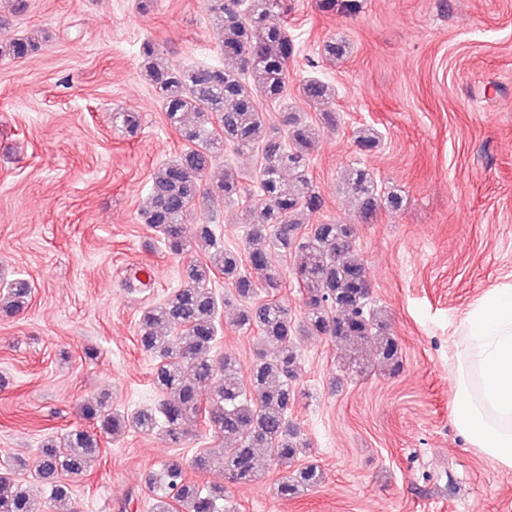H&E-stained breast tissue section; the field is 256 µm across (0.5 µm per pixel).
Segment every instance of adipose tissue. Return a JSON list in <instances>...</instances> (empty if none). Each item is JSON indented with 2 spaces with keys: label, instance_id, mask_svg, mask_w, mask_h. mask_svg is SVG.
<instances>
[{
  "label": "adipose tissue",
  "instance_id": "adipose-tissue-1",
  "mask_svg": "<svg viewBox=\"0 0 512 512\" xmlns=\"http://www.w3.org/2000/svg\"><path fill=\"white\" fill-rule=\"evenodd\" d=\"M454 423L466 443L512 468V281L485 290L458 326Z\"/></svg>",
  "mask_w": 512,
  "mask_h": 512
}]
</instances>
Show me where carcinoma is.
Listing matches in <instances>:
<instances>
[{"instance_id": "cac0c4a2", "label": "carcinoma", "mask_w": 512, "mask_h": 512, "mask_svg": "<svg viewBox=\"0 0 512 512\" xmlns=\"http://www.w3.org/2000/svg\"><path fill=\"white\" fill-rule=\"evenodd\" d=\"M205 7L219 26L222 63L170 65L153 44L142 47L146 76L170 126L184 141L179 155L153 173L148 202L140 213L182 266L180 285L162 302L145 308L139 319L140 346L155 361L154 386L161 399L154 409L126 415L113 411L104 398L80 406L82 417L94 422L98 435L105 437L128 429L158 431L178 444L186 435L185 425L202 415L214 436L229 443L220 456L200 451L187 464L173 460L151 475L152 512H224V486L199 487L187 477L189 466L198 471L221 469L237 484L257 481L266 462L291 466L276 489L287 500L322 483L319 466L300 463L309 456L310 444L289 419L302 374L299 337L334 339L343 349L340 368L350 374L369 372V350L391 372L402 365L401 349L387 331L381 310L369 306L370 276L364 261L353 254V225L316 224L306 236H295L301 216L321 209L322 196L310 176V150L318 133L304 115L287 105L294 40L282 20L288 12L286 0H205ZM40 48L41 43L30 36L10 38L0 41V57L19 61ZM348 49L344 39L324 44V54L336 59ZM299 90L312 104L331 93L329 84L316 76L304 80ZM261 99L283 106L284 132L267 122L258 106ZM356 142L370 151L378 145L379 134L362 127ZM227 145L262 153V163L250 178L244 261L224 247L210 221L196 225L192 240L183 230L204 199L218 196L232 201L240 195L241 181L234 173L226 170L219 181L210 179ZM345 186L357 200L362 222L372 221L382 203L373 175L353 169ZM197 250L207 253L208 261L189 257ZM290 256L303 288L305 316L299 323L285 303H252L257 292L272 294L281 288L280 262ZM216 270L244 302L237 326L257 329L260 343L272 347L258 349L245 379L233 358L214 359L221 333V304L212 287ZM30 295L28 281H11L0 290V313L20 311ZM217 373L222 375L221 385L204 395L202 385ZM98 453L97 435L73 429L42 443L29 462L16 467L0 464V512H33L29 490L16 479L22 471L46 487L51 512H81L72 505L69 482L84 476Z\"/></svg>"}]
</instances>
